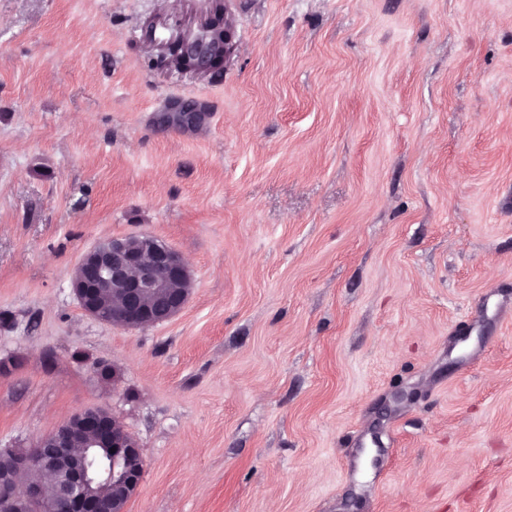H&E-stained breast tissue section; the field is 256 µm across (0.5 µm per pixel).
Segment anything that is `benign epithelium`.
<instances>
[{"label":"benign epithelium","instance_id":"benign-epithelium-1","mask_svg":"<svg viewBox=\"0 0 512 512\" xmlns=\"http://www.w3.org/2000/svg\"><path fill=\"white\" fill-rule=\"evenodd\" d=\"M230 0H211L196 19V31L166 43V59L177 70L204 73L224 65L237 51L229 18ZM71 286L93 319L128 327L168 321L186 304L192 276L174 248L149 234L109 238L82 255ZM38 467L51 477L56 500L46 512H124L145 472L139 443L111 412L77 411L36 447L17 456L14 473L0 477V507L31 512L43 502L44 485L16 475Z\"/></svg>","mask_w":512,"mask_h":512}]
</instances>
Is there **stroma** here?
Here are the masks:
<instances>
[{
  "label": "stroma",
  "mask_w": 512,
  "mask_h": 512,
  "mask_svg": "<svg viewBox=\"0 0 512 512\" xmlns=\"http://www.w3.org/2000/svg\"><path fill=\"white\" fill-rule=\"evenodd\" d=\"M206 7L0 0V448L103 407L126 512H512V0H232L224 70L170 69ZM139 234L187 305L86 316ZM134 240L132 246L130 241ZM71 286L84 312L93 319L128 327L168 321L186 304L192 276L174 248L149 234L109 238L82 255ZM112 293V312L103 303Z\"/></svg>",
  "instance_id": "obj_1"
}]
</instances>
